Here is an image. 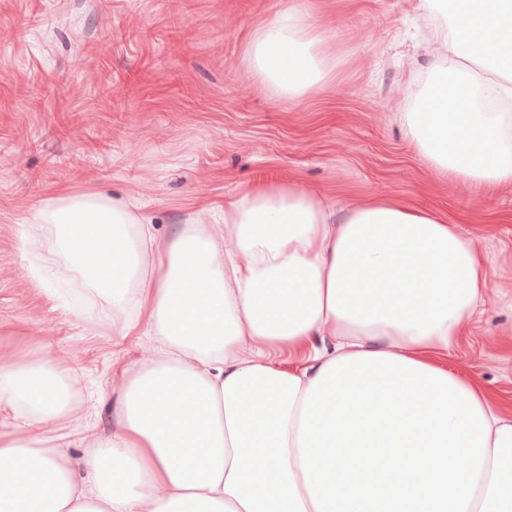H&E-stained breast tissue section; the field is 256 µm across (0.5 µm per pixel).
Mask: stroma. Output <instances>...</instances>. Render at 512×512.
<instances>
[{
    "instance_id": "35a3bbf8",
    "label": "stroma",
    "mask_w": 512,
    "mask_h": 512,
    "mask_svg": "<svg viewBox=\"0 0 512 512\" xmlns=\"http://www.w3.org/2000/svg\"><path fill=\"white\" fill-rule=\"evenodd\" d=\"M282 0H0V352L58 358L84 381L81 408L56 425L82 461L116 426V387L148 339L113 335L80 296L63 304L24 268L19 237L52 194L98 190L150 217L159 235L192 223L247 183L297 182L336 213L385 195L480 236L495 293L448 370L512 401V191L441 178L402 129L400 91L425 83L413 34L433 21L413 0H308L336 33L340 70L286 102L243 59Z\"/></svg>"
}]
</instances>
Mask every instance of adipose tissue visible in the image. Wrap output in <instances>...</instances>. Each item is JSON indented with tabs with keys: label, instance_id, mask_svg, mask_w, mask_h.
Returning <instances> with one entry per match:
<instances>
[{
	"label": "adipose tissue",
	"instance_id": "obj_1",
	"mask_svg": "<svg viewBox=\"0 0 512 512\" xmlns=\"http://www.w3.org/2000/svg\"><path fill=\"white\" fill-rule=\"evenodd\" d=\"M451 21L427 45L404 135L444 177L512 189V0H417ZM333 34L290 0L244 60L277 99L321 89ZM20 251L66 268L112 333L151 344L119 381L117 425L83 471L44 431L75 372L0 355V512H512V404L443 365L486 304L481 238L374 198L336 214L299 183L241 187L220 224L160 238L103 192L61 194ZM296 355L295 367L281 363Z\"/></svg>",
	"mask_w": 512,
	"mask_h": 512
}]
</instances>
